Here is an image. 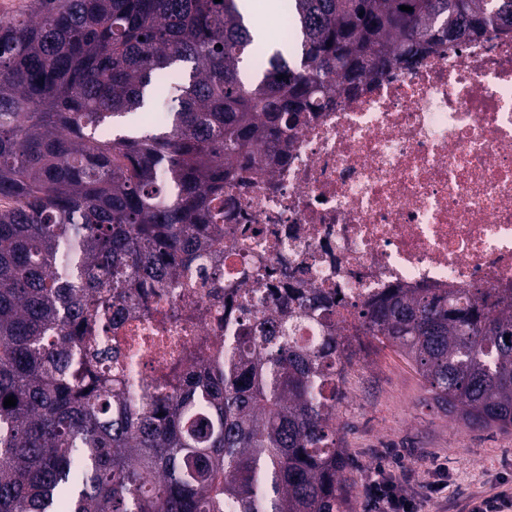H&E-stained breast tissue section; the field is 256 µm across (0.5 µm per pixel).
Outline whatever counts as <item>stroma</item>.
<instances>
[{
  "instance_id": "stroma-1",
  "label": "stroma",
  "mask_w": 512,
  "mask_h": 512,
  "mask_svg": "<svg viewBox=\"0 0 512 512\" xmlns=\"http://www.w3.org/2000/svg\"><path fill=\"white\" fill-rule=\"evenodd\" d=\"M336 443L350 461L353 512H372L368 483L377 469L407 472L422 512H468L471 499L512 489V429H470L441 412L422 376L395 348L364 344L348 368ZM448 486L427 501L436 472Z\"/></svg>"
}]
</instances>
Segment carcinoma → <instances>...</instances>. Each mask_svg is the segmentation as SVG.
<instances>
[{
	"mask_svg": "<svg viewBox=\"0 0 512 512\" xmlns=\"http://www.w3.org/2000/svg\"><path fill=\"white\" fill-rule=\"evenodd\" d=\"M292 23L288 57L255 54L239 0H31L0 18V512H350L336 416L365 338L397 348L457 422L512 428V305L427 289L346 317L290 288L274 325L235 288L224 347L138 409L96 369L103 318L224 236L243 159H283L339 87L511 33L512 0H293ZM170 95L164 129L113 126ZM308 319L314 345L297 336Z\"/></svg>",
	"mask_w": 512,
	"mask_h": 512,
	"instance_id": "carcinoma-1",
	"label": "carcinoma"
}]
</instances>
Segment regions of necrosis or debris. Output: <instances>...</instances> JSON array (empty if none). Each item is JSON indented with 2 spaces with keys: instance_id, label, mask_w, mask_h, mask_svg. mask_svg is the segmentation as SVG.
I'll return each instance as SVG.
<instances>
[{
  "instance_id": "1",
  "label": "necrosis or debris",
  "mask_w": 512,
  "mask_h": 512,
  "mask_svg": "<svg viewBox=\"0 0 512 512\" xmlns=\"http://www.w3.org/2000/svg\"><path fill=\"white\" fill-rule=\"evenodd\" d=\"M224 197L225 285L256 278V308L286 319L264 276L364 303L388 288L512 302V33L434 47L413 69L310 113L287 158L244 169ZM212 252L191 280L125 308L101 363L132 400L172 391L232 316Z\"/></svg>"
}]
</instances>
